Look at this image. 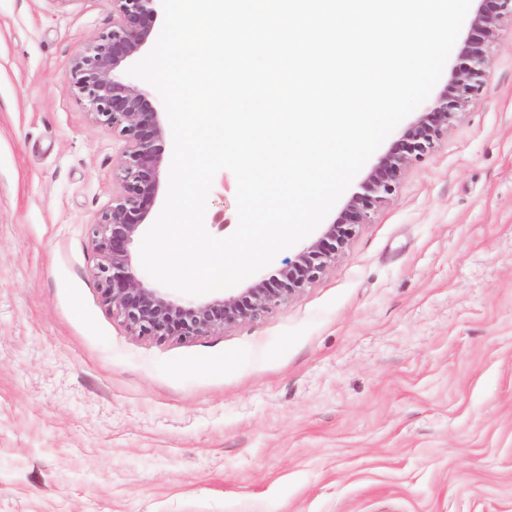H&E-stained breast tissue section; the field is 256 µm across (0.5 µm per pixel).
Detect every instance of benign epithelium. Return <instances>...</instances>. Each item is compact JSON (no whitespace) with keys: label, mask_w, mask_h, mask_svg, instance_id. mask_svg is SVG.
I'll return each instance as SVG.
<instances>
[{"label":"benign epithelium","mask_w":512,"mask_h":512,"mask_svg":"<svg viewBox=\"0 0 512 512\" xmlns=\"http://www.w3.org/2000/svg\"><path fill=\"white\" fill-rule=\"evenodd\" d=\"M161 0H112V28L94 37L71 62L66 80L94 119L125 141L116 179L120 191L91 229L99 257L95 268L104 303L128 330L158 341L188 340L257 318L317 280L336 260L358 227L398 189L404 168L433 151L456 114L477 101L487 78V47L504 21H512V0H480L471 31L452 69L448 87L427 103L350 193L334 222L285 261L278 277H252L236 294L217 292L201 301L172 298L140 272L138 247L153 224L164 163L163 113L146 103L139 79L127 74L156 38L153 21Z\"/></svg>","instance_id":"benign-epithelium-1"}]
</instances>
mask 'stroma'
Masks as SVG:
<instances>
[{"label": "stroma", "instance_id": "stroma-1", "mask_svg": "<svg viewBox=\"0 0 512 512\" xmlns=\"http://www.w3.org/2000/svg\"><path fill=\"white\" fill-rule=\"evenodd\" d=\"M111 26V0H0V512H512V25L323 276L162 342L93 274L125 143L65 74Z\"/></svg>", "mask_w": 512, "mask_h": 512}]
</instances>
